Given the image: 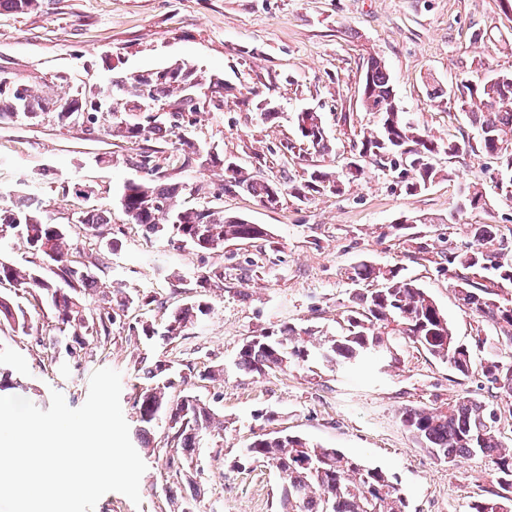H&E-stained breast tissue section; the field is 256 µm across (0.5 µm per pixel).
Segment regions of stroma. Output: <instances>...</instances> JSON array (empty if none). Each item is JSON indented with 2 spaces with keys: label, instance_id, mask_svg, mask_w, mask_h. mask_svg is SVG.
<instances>
[{
  "label": "stroma",
  "instance_id": "1",
  "mask_svg": "<svg viewBox=\"0 0 512 512\" xmlns=\"http://www.w3.org/2000/svg\"><path fill=\"white\" fill-rule=\"evenodd\" d=\"M372 53L387 66L399 109L423 131L444 143L473 138L477 131L454 89L464 80L512 74V13L501 0H41L23 13L0 11V70L42 93L76 89L102 98L113 74L175 61L223 77L224 108L197 124L198 144L248 171L295 184L315 169L341 172L363 135L376 130V117L361 106ZM430 77L443 98L428 99ZM266 101L281 112L276 122L260 114ZM307 107L323 116L328 152L300 142L295 117ZM145 148L142 141L100 139L88 123L0 124V193L49 204L57 223L76 235L99 286L153 299L131 306L104 345L88 346L76 359L53 341L39 344L0 327L8 383L40 409L49 408L55 391L77 408L87 399L91 374L114 369L136 445L133 397L141 370L162 361L187 376L170 399L189 392L215 413L216 428L189 464L193 483L170 478L169 431L160 423L142 456L140 503L110 492L94 512H277L275 470L263 462L241 467L237 460L255 435L281 430L380 466L397 478L408 512H468L488 496L493 483L484 460L447 467L400 420L408 406L475 397L494 406L501 436L511 444L512 395L480 371L455 374L407 345L398 348L396 368L371 356L344 369L314 360L258 375L236 362L246 340L285 325L334 334L351 289L345 271L363 260L402 268L447 315L458 339L473 343L477 322L453 291L445 257L473 246L478 225L512 228V198L498 187L504 160L480 152L440 156L438 167L452 178L415 195L406 194L400 171L369 165L341 193L301 200L287 192L267 207L244 192L222 190L218 175L184 166L170 148L163 165L171 181L184 185L183 205H223L227 214L266 225L268 237L201 252L146 235L117 214L111 239L80 233L78 213L136 178L134 163ZM104 153L111 163L98 162ZM88 185L97 194L86 199L81 190ZM471 185L485 192V209L462 208ZM402 216L414 226L398 234L391 226ZM202 274L210 278L211 314L170 344L143 336L142 323L164 324L170 310L194 296Z\"/></svg>",
  "mask_w": 512,
  "mask_h": 512
}]
</instances>
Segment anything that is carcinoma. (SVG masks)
<instances>
[{"instance_id": "cac0c4a2", "label": "carcinoma", "mask_w": 512, "mask_h": 512, "mask_svg": "<svg viewBox=\"0 0 512 512\" xmlns=\"http://www.w3.org/2000/svg\"><path fill=\"white\" fill-rule=\"evenodd\" d=\"M195 81L206 89L205 102L189 97L184 85ZM25 98L0 90V122L22 118L40 122L55 118L63 124L95 123L107 137L154 140L166 144L177 139L184 164L201 165L222 172L224 186L241 189L261 204L271 206L289 191L299 199L314 194L337 193L340 184L333 172L313 171L299 184L250 176L242 168L230 169L215 151L201 154L194 128L203 112L224 107V79L206 77L186 65L170 64L136 74L112 76L106 104L94 102L82 93L40 95L22 80ZM462 96L472 124L483 131L477 144L463 139L442 144L422 131L400 112L391 77L383 60L369 57L361 93L366 112L378 115L380 128L361 142L358 155L379 170L404 161L413 171L405 191L412 195L442 172L434 164L440 155L454 157L478 149L490 156L508 155L506 169L512 172V74L464 85ZM167 110L171 119L161 124L131 119L144 97ZM298 127L300 140L317 152L329 149L318 112H306ZM154 149L137 161L143 176L125 181L112 201L80 212L77 223L99 236L112 234V210L129 224L139 225L150 235L173 234L198 251H217L228 241H250L268 236L263 224H253L236 215L224 214V207L202 203L185 207L180 196L185 186L170 183L163 174ZM22 238L28 249V265L20 267L0 258V284L16 291L40 294L51 302L56 316L54 330L60 336H81V344L102 343L112 333L117 316L134 303L118 288L99 290L89 266L76 259L78 247L66 228L54 221L46 205L29 198L10 207L0 205V239ZM478 250H451L447 263L453 271L458 300L498 332L487 336L477 330L474 343L465 344L455 336L448 318L414 279L396 266L361 262L352 267L348 279L354 285L349 305L331 336H315L309 328L284 326L277 333L255 336L239 351V369L258 374L286 372L311 358L330 367L358 361L377 349L404 342L421 349L464 376L480 367L488 382L512 395V356L499 348L500 337L512 341V299L501 297L512 286V249L495 224H484L477 236ZM491 264L492 278L482 275V263ZM210 303L197 299L172 311L158 331L142 327L146 336H163L167 341L184 336L209 314ZM29 336L39 331L28 313L13 299L0 295V325ZM149 385L135 398L139 414L138 432L147 437L159 420H165L173 445L168 466L175 475L182 464L192 461L214 422L211 408L197 396L185 394L168 399L175 385L166 364L158 361L144 370ZM401 422L419 447L453 467L462 459L481 456L488 461L497 491L475 501L469 512H512V447L506 445L497 428L495 410L468 396L446 407L408 406ZM275 462L286 473L280 494V512H407V503L393 477L378 467H369L338 448H322L300 436L260 434L246 448L244 461Z\"/></svg>"}]
</instances>
